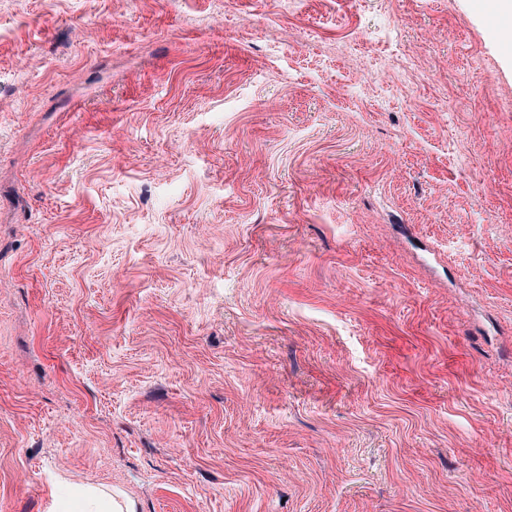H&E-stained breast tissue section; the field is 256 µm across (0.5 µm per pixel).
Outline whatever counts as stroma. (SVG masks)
Here are the masks:
<instances>
[{"mask_svg":"<svg viewBox=\"0 0 512 512\" xmlns=\"http://www.w3.org/2000/svg\"><path fill=\"white\" fill-rule=\"evenodd\" d=\"M490 17L0 0V512H512ZM113 506L112 492L100 487L85 486L63 500L57 512H117Z\"/></svg>","mask_w":512,"mask_h":512,"instance_id":"stroma-1","label":"stroma"}]
</instances>
